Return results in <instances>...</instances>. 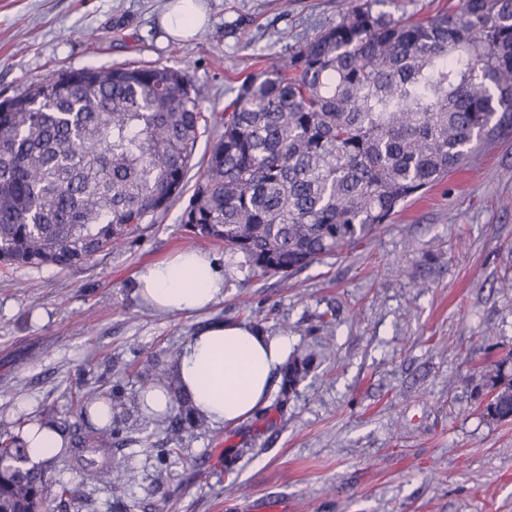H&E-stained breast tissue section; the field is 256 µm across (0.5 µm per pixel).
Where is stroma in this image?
I'll list each match as a JSON object with an SVG mask.
<instances>
[{
	"label": "stroma",
	"instance_id": "stroma-1",
	"mask_svg": "<svg viewBox=\"0 0 512 512\" xmlns=\"http://www.w3.org/2000/svg\"><path fill=\"white\" fill-rule=\"evenodd\" d=\"M169 0H0V101L46 75L128 63L187 69L205 112L233 99L251 59L272 63L333 25L346 0H198L187 39L160 18ZM177 201L125 243L67 270L0 268V429L55 415L66 442L97 433L103 397L122 430L96 470L60 452L39 464L45 512H512V421L483 414L480 379L512 356V135L405 205L355 253L292 277L245 280L202 314H158L135 276L197 247ZM244 321L314 368L290 394L235 425L172 437L144 425L143 383L202 323ZM176 456L160 462V449Z\"/></svg>",
	"mask_w": 512,
	"mask_h": 512
}]
</instances>
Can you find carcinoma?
I'll list each match as a JSON object with an SVG mask.
<instances>
[{"label":"carcinoma","instance_id":"obj_1","mask_svg":"<svg viewBox=\"0 0 512 512\" xmlns=\"http://www.w3.org/2000/svg\"><path fill=\"white\" fill-rule=\"evenodd\" d=\"M350 0L339 22L281 64L247 73L221 113L166 65L53 73L0 102V266L65 270L118 247L184 194L200 136L204 170L181 216L224 244L244 280L291 276L350 254L416 195L512 133V0H460L396 19ZM509 359L489 365L486 416L512 420ZM282 404L309 360L288 356ZM176 421L199 429L191 398ZM13 438L0 448V507L43 502Z\"/></svg>","mask_w":512,"mask_h":512}]
</instances>
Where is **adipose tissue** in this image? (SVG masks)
<instances>
[{"mask_svg":"<svg viewBox=\"0 0 512 512\" xmlns=\"http://www.w3.org/2000/svg\"><path fill=\"white\" fill-rule=\"evenodd\" d=\"M224 287L223 268L196 249L147 266L132 283L134 295L158 313L209 310L223 298ZM287 352V339L265 336L246 323L213 320L187 336L176 379L209 423L236 424L267 403ZM21 438L34 464L64 447L58 430L36 421L25 426Z\"/></svg>","mask_w":512,"mask_h":512,"instance_id":"adipose-tissue-1","label":"adipose tissue"}]
</instances>
